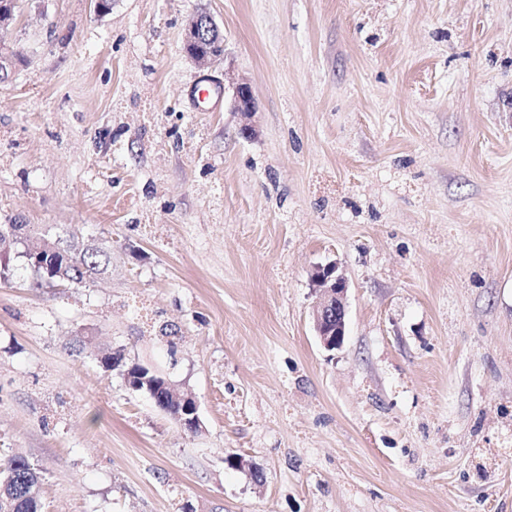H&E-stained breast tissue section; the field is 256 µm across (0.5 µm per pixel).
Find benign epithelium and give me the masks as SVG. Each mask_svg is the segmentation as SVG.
Masks as SVG:
<instances>
[{
  "label": "benign epithelium",
  "mask_w": 512,
  "mask_h": 512,
  "mask_svg": "<svg viewBox=\"0 0 512 512\" xmlns=\"http://www.w3.org/2000/svg\"><path fill=\"white\" fill-rule=\"evenodd\" d=\"M16 0H0V32L8 28L15 20ZM209 27H217L211 16L197 14L190 17L184 26L183 49L195 67L203 72L210 69L218 60L225 58V52H213L201 47ZM232 106L244 119L240 127L243 137L251 138L258 130L252 122L256 106L251 87L246 82H239L233 87ZM313 288L319 292V302L312 313L313 329L321 344L327 350L341 348L346 328L347 293L349 289L346 278L338 272L336 262L317 265L311 273ZM185 418L182 423L194 430L200 428L199 405L191 395L182 397Z\"/></svg>",
  "instance_id": "obj_1"
}]
</instances>
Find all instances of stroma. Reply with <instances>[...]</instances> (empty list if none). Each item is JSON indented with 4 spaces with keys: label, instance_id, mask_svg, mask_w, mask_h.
I'll list each match as a JSON object with an SVG mask.
<instances>
[{
    "label": "stroma",
    "instance_id": "1",
    "mask_svg": "<svg viewBox=\"0 0 512 512\" xmlns=\"http://www.w3.org/2000/svg\"><path fill=\"white\" fill-rule=\"evenodd\" d=\"M201 12L254 138L199 94ZM0 45V224L110 257L83 285L0 271V454L42 469L44 512H512V0H20ZM210 25H207V24ZM213 27L218 32L220 39L221 36L217 24L211 16L207 14H197L190 17L184 26L183 33V49L187 57L193 62L195 67L203 72L210 69L218 60L225 58L224 43L222 45L223 51L213 52L201 47L204 37H209L210 33L204 34L207 28ZM232 90L233 109L244 119L240 127L241 134L245 138L254 137L258 130L252 122V118L256 114V106L251 87L246 82H239ZM311 283L320 296L312 313L313 329L325 349H339L345 337L348 282L331 261L314 267Z\"/></svg>",
    "mask_w": 512,
    "mask_h": 512
}]
</instances>
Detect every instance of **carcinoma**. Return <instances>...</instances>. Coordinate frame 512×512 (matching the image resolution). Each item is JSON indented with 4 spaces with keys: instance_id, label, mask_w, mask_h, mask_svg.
<instances>
[{
    "instance_id": "1",
    "label": "carcinoma",
    "mask_w": 512,
    "mask_h": 512,
    "mask_svg": "<svg viewBox=\"0 0 512 512\" xmlns=\"http://www.w3.org/2000/svg\"><path fill=\"white\" fill-rule=\"evenodd\" d=\"M55 251L43 258V266L34 271V275L41 283L52 285L54 279H48L47 271L64 270L69 283H86L102 274L108 262L107 253L103 250L82 247L75 242L74 235L66 237L53 233V227L45 230ZM98 363L106 371H118L125 375V355L122 351H113L109 348L101 352ZM159 386L153 392L154 402L176 422H181V410L171 399L167 389L161 386L162 377H157ZM43 472L40 467L30 459L19 455H6L0 457V496L9 497L13 505V512H41V489Z\"/></svg>"
}]
</instances>
